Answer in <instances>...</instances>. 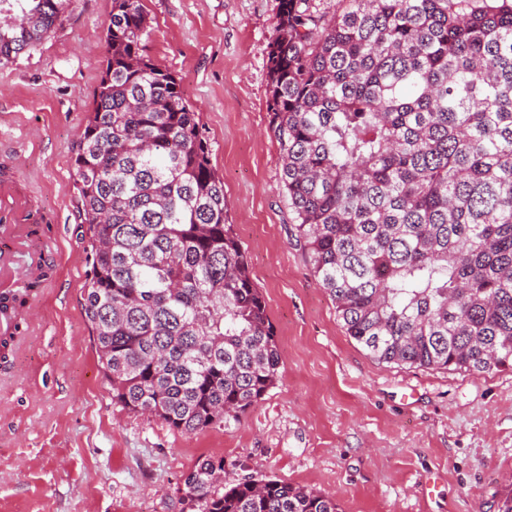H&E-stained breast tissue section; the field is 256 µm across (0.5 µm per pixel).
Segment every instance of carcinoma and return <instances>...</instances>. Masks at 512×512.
<instances>
[{
	"instance_id": "obj_1",
	"label": "carcinoma",
	"mask_w": 512,
	"mask_h": 512,
	"mask_svg": "<svg viewBox=\"0 0 512 512\" xmlns=\"http://www.w3.org/2000/svg\"><path fill=\"white\" fill-rule=\"evenodd\" d=\"M280 0L269 133L290 237L374 360L512 371V0ZM65 0H0V64L49 38ZM141 0H112L106 66L74 174L85 316L112 402L181 433L238 420L280 353L224 181L180 83L142 54ZM190 512H339L327 494L184 478Z\"/></svg>"
}]
</instances>
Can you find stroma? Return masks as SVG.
Segmentation results:
<instances>
[{"label": "stroma", "instance_id": "obj_1", "mask_svg": "<svg viewBox=\"0 0 512 512\" xmlns=\"http://www.w3.org/2000/svg\"><path fill=\"white\" fill-rule=\"evenodd\" d=\"M146 57L198 114L227 220L278 339L279 380L240 423L186 434L113 403L84 314L90 267L73 161L96 98L112 0H68L60 26L0 65V180L42 215L52 275L24 295L0 363V512H187L184 476H270L341 512H495L512 486V371L380 363L347 336L290 238L269 124L280 0H141Z\"/></svg>", "mask_w": 512, "mask_h": 512}]
</instances>
